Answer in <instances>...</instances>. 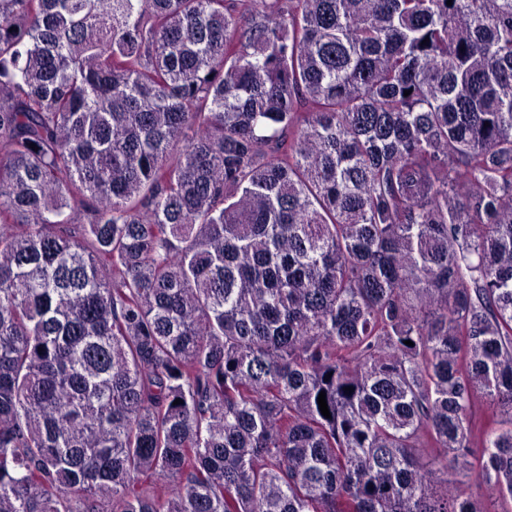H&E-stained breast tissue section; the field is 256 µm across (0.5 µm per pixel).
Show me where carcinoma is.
<instances>
[{
	"label": "carcinoma",
	"instance_id": "cac0c4a2",
	"mask_svg": "<svg viewBox=\"0 0 512 512\" xmlns=\"http://www.w3.org/2000/svg\"><path fill=\"white\" fill-rule=\"evenodd\" d=\"M511 506L512 0H0V512Z\"/></svg>",
	"mask_w": 512,
	"mask_h": 512
}]
</instances>
